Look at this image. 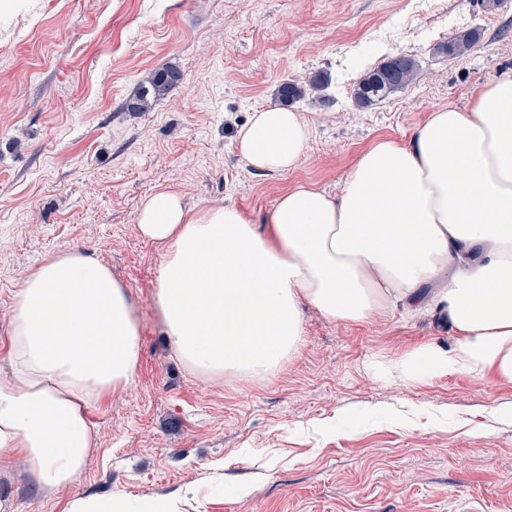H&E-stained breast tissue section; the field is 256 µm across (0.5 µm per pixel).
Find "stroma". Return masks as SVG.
Wrapping results in <instances>:
<instances>
[{"label":"stroma","instance_id":"1","mask_svg":"<svg viewBox=\"0 0 512 512\" xmlns=\"http://www.w3.org/2000/svg\"><path fill=\"white\" fill-rule=\"evenodd\" d=\"M479 27V43L437 54ZM414 56L412 84L355 106L361 76ZM181 84L149 111L127 102L163 68ZM322 70L325 101L300 165L255 169L234 136L277 86ZM512 73V0H23L0 11V343L13 296L47 254L75 249L129 288L142 354L131 386L88 418L98 446L68 491L22 466L0 478L11 512L71 499L162 512H512V382L448 373L401 384L377 364L450 324L395 312L339 324L302 311L304 344L270 378L192 374L172 353L155 296L161 250L138 234L161 189L193 208L231 205L266 225L292 184L339 192L376 140L408 139L429 112L464 106ZM480 36L481 34L477 28H471L449 37L448 41L440 44L439 49L447 53L448 56H461L479 42Z\"/></svg>","mask_w":512,"mask_h":512}]
</instances>
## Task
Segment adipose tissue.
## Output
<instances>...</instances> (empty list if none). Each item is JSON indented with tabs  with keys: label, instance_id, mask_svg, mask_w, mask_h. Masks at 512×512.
Here are the masks:
<instances>
[{
	"label": "adipose tissue",
	"instance_id": "ef3b65f1",
	"mask_svg": "<svg viewBox=\"0 0 512 512\" xmlns=\"http://www.w3.org/2000/svg\"><path fill=\"white\" fill-rule=\"evenodd\" d=\"M312 136L273 106L238 128L251 166L295 170ZM161 247L156 297L173 354L193 374H274L303 341L300 311L337 323L430 314L456 332L388 363L407 384L440 374L512 382V76L468 106L430 112L404 141L364 151L338 193L298 184L266 230L233 206L187 208L163 189L137 217ZM0 376V459L20 457L39 490L61 492L97 446L90 408L126 390L141 359L130 290L73 249L47 255L12 302Z\"/></svg>",
	"mask_w": 512,
	"mask_h": 512
}]
</instances>
